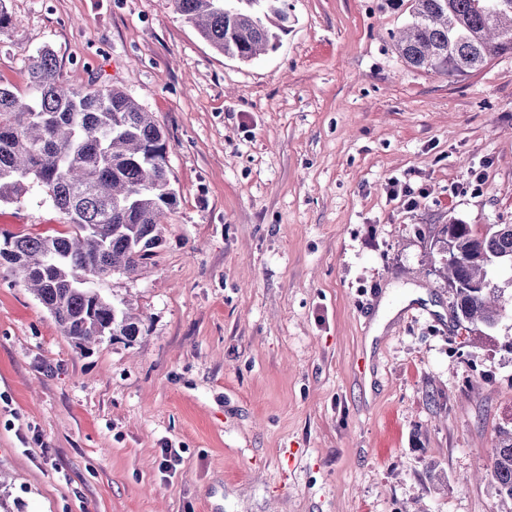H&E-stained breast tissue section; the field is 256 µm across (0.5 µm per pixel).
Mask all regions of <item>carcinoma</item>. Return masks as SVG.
I'll list each match as a JSON object with an SVG mask.
<instances>
[{
    "mask_svg": "<svg viewBox=\"0 0 512 512\" xmlns=\"http://www.w3.org/2000/svg\"><path fill=\"white\" fill-rule=\"evenodd\" d=\"M395 49L410 67L457 79L512 55V0H407ZM175 11L224 56L251 61L288 32V0H173ZM39 188L68 230L7 239L0 262L19 270L76 346L106 336L132 342L140 321L95 285L132 274L155 255L162 221L178 205L168 145L152 113L126 91H81L59 82L55 55L39 52L26 92L0 87V205ZM445 269L459 322L494 328L506 310L497 269L512 271V224L444 227ZM499 495L512 503V429L492 456Z\"/></svg>",
    "mask_w": 512,
    "mask_h": 512,
    "instance_id": "1",
    "label": "carcinoma"
}]
</instances>
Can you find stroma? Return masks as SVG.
<instances>
[{"label":"stroma","mask_w":512,"mask_h":512,"mask_svg":"<svg viewBox=\"0 0 512 512\" xmlns=\"http://www.w3.org/2000/svg\"><path fill=\"white\" fill-rule=\"evenodd\" d=\"M5 4L0 87L25 91L45 48L63 85L122 87L179 205L152 261L99 286L133 342L77 347L0 266V512H501L512 307L453 321L440 240L512 224V55L409 67L401 0H288L245 63L169 0ZM66 229L39 192L0 205V241ZM492 475L498 485L499 495L510 502L512 511V429L503 430L492 456Z\"/></svg>","instance_id":"stroma-1"}]
</instances>
